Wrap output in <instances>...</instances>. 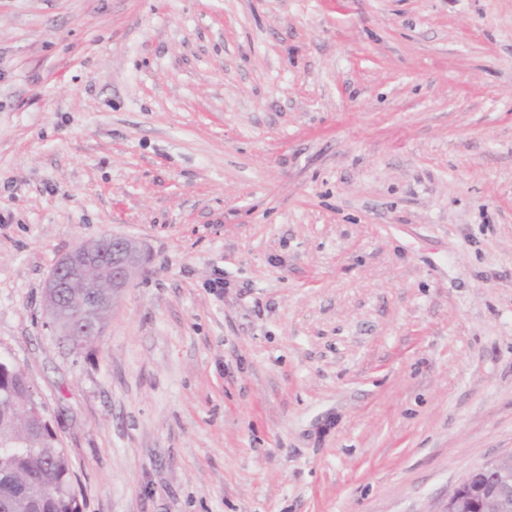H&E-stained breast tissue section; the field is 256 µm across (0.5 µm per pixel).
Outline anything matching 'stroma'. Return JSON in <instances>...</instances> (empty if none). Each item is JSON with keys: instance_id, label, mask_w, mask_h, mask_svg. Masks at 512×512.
<instances>
[{"instance_id": "35a3bbf8", "label": "stroma", "mask_w": 512, "mask_h": 512, "mask_svg": "<svg viewBox=\"0 0 512 512\" xmlns=\"http://www.w3.org/2000/svg\"><path fill=\"white\" fill-rule=\"evenodd\" d=\"M0 357L81 512H442L512 453V0H0ZM145 262L142 246L126 237L118 235L101 236L97 239L83 241L70 251L63 254L53 266L44 287V306L48 325L59 336L72 342L75 346H85L93 343L99 336L96 323L72 320L62 324L58 319V296L61 290L67 288L70 299L65 298L59 306L62 319L70 321L74 310L72 302L82 293L96 290V287L86 285L84 288H70L79 279H85L99 272L109 281L111 293L94 291L84 297L83 303L75 309L80 315L89 307L103 309L97 316V323L104 328L110 315L114 301L128 288L135 275ZM69 336H76L72 339Z\"/></svg>"}]
</instances>
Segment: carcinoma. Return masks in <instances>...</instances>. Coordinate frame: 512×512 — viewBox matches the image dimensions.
<instances>
[{
  "label": "carcinoma",
  "instance_id": "obj_1",
  "mask_svg": "<svg viewBox=\"0 0 512 512\" xmlns=\"http://www.w3.org/2000/svg\"><path fill=\"white\" fill-rule=\"evenodd\" d=\"M27 383L20 366L0 359V512H31L47 493L52 512H80L69 457Z\"/></svg>",
  "mask_w": 512,
  "mask_h": 512
}]
</instances>
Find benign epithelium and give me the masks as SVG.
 I'll return each mask as SVG.
<instances>
[{
  "mask_svg": "<svg viewBox=\"0 0 512 512\" xmlns=\"http://www.w3.org/2000/svg\"><path fill=\"white\" fill-rule=\"evenodd\" d=\"M145 262L142 246L118 235L83 241L63 254L53 266L44 287L48 325L60 336H95V323L58 319V296L75 281L99 272L109 281L112 292L94 291L75 309L79 314L89 307L103 309L128 288ZM512 512V454L469 473L448 495L443 512Z\"/></svg>",
  "mask_w": 512,
  "mask_h": 512,
  "instance_id": "obj_1",
  "label": "benign epithelium"
}]
</instances>
